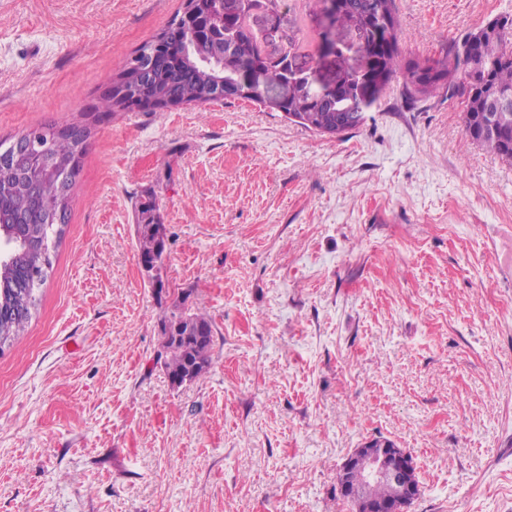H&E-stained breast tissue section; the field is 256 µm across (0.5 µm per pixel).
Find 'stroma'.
I'll list each match as a JSON object with an SVG mask.
<instances>
[{"label":"stroma","instance_id":"1","mask_svg":"<svg viewBox=\"0 0 512 512\" xmlns=\"http://www.w3.org/2000/svg\"><path fill=\"white\" fill-rule=\"evenodd\" d=\"M182 0H0V139L91 134L53 270L0 355V512H350L347 455L414 456L410 512H512V164L466 141L460 96L399 87L341 138L228 99L93 119ZM442 57L512 0H395ZM300 55L331 78L354 65ZM156 194V294L134 205ZM214 325L172 387L159 317Z\"/></svg>","mask_w":512,"mask_h":512}]
</instances>
